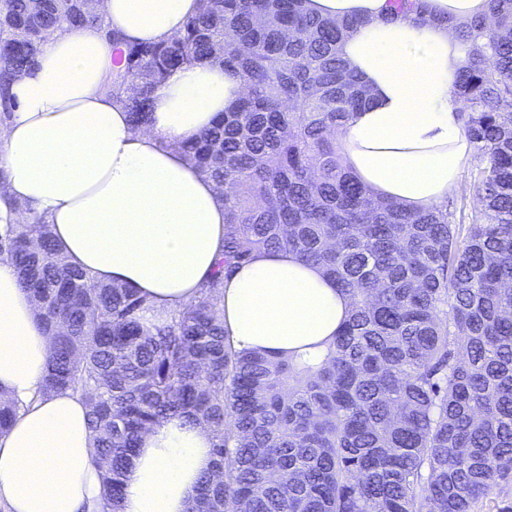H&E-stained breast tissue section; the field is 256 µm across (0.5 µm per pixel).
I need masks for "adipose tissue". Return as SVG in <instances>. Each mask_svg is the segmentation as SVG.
<instances>
[{
  "instance_id": "adipose-tissue-1",
  "label": "adipose tissue",
  "mask_w": 512,
  "mask_h": 512,
  "mask_svg": "<svg viewBox=\"0 0 512 512\" xmlns=\"http://www.w3.org/2000/svg\"><path fill=\"white\" fill-rule=\"evenodd\" d=\"M387 0H309L325 17L366 25L341 46L369 103L336 135L341 163L382 199L410 211L445 203L474 145L453 80L465 63L444 21L484 14L487 0H428L433 23L383 19ZM199 0H101L108 29L132 43L177 35ZM112 46L94 27L56 30L35 66L9 85L0 126V218L44 215L74 265L134 288L165 317L199 295L224 251V199L177 143L210 129L246 91L215 63L171 72L135 129L101 91ZM219 305L235 348L319 359L348 317V297L319 267L262 251L225 279ZM49 338L13 267L0 261V395L19 412L0 437L6 512H92L100 493L88 407L70 390L42 393ZM212 434L178 418L145 432L126 473L121 512H186L208 470Z\"/></svg>"
}]
</instances>
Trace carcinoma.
Returning <instances> with one entry per match:
<instances>
[{
	"label": "carcinoma",
	"instance_id": "cac0c4a2",
	"mask_svg": "<svg viewBox=\"0 0 512 512\" xmlns=\"http://www.w3.org/2000/svg\"><path fill=\"white\" fill-rule=\"evenodd\" d=\"M307 0H200L181 33L118 54L102 92L146 125L168 73L217 62L247 83L235 111L178 145L226 193L224 252L198 299L166 318L133 288L96 284L50 225L0 223L9 260L51 338L43 390L89 407L102 485L121 512L141 433L179 417L213 435L189 512H503L512 485V0L444 23L466 61L453 83L478 163L479 209L410 212L343 168L336 132L369 102L339 45L362 23ZM385 20L429 21L425 0ZM98 25L80 0H4L0 86L31 68L46 32ZM323 270L351 312L323 360L234 349L217 301L262 250ZM16 405L0 399V437Z\"/></svg>",
	"mask_w": 512,
	"mask_h": 512
}]
</instances>
